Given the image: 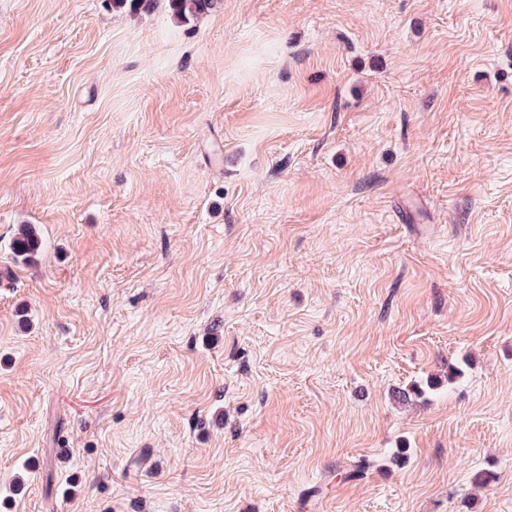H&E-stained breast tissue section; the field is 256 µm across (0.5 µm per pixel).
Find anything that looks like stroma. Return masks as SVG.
Returning <instances> with one entry per match:
<instances>
[{"instance_id":"35a3bbf8","label":"stroma","mask_w":512,"mask_h":512,"mask_svg":"<svg viewBox=\"0 0 512 512\" xmlns=\"http://www.w3.org/2000/svg\"><path fill=\"white\" fill-rule=\"evenodd\" d=\"M0 512H512V0H0ZM171 13L181 21L190 22L209 13L219 0H165ZM39 246L40 241L36 229L31 224L22 225L12 242L14 253L24 259L37 252Z\"/></svg>"}]
</instances>
